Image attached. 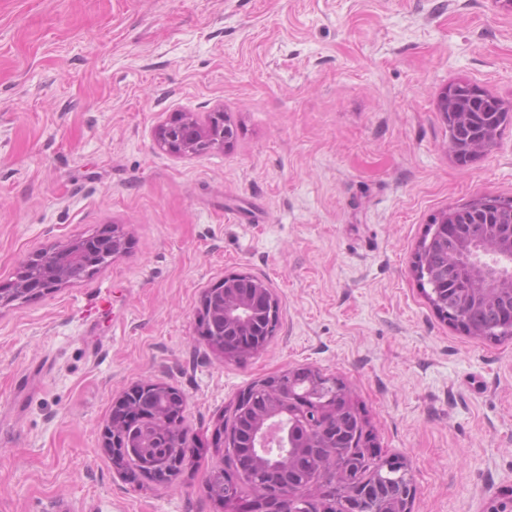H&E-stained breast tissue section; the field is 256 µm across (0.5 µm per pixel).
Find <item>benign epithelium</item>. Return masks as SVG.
I'll return each mask as SVG.
<instances>
[{
	"instance_id": "1",
	"label": "benign epithelium",
	"mask_w": 512,
	"mask_h": 512,
	"mask_svg": "<svg viewBox=\"0 0 512 512\" xmlns=\"http://www.w3.org/2000/svg\"><path fill=\"white\" fill-rule=\"evenodd\" d=\"M441 111L451 123L468 119L466 106L455 99L451 85L441 99ZM232 137L224 116L216 114L203 122L190 112H183L157 129V142L179 155H191L207 149L222 148ZM435 231L441 241L459 236V244L450 254V269L442 271V285H448V271L466 273L469 287L459 291L468 305L511 302L507 319L512 322V224H501L492 234H464L461 225L448 220V212L437 217ZM125 238L117 231L93 233L62 245L42 248L23 260L9 287L0 288V306L16 300L49 294L74 281L67 267L72 261L85 266L86 275L95 273L125 249ZM207 318L199 323L200 335L221 355L246 356L261 351L274 331L278 299L269 285L247 273H233L208 289L202 302ZM167 388L157 382H143L127 390L112 409V421L103 433L101 447L119 464L132 455V432L148 433L143 415L134 399L140 391ZM325 396L314 406H305L313 417L304 420L305 430H293L295 417L291 403ZM185 398L169 400L154 413L158 434L164 436L170 454L164 461L138 462L125 468V476L133 482L147 480L153 484L171 483L194 454L184 442L182 413ZM252 411L248 431L249 456L237 464L235 472L255 478L256 491L246 505L247 512H287L288 503H299L306 497L335 495L343 504V512H366L364 502L378 476L363 481L354 477V463L341 462L326 434L357 416L349 403L344 385L323 376L312 368L290 369L256 382L238 398L234 415ZM380 470L399 471L405 476L399 494L379 502L375 512H412L416 493L412 467L404 457L379 459Z\"/></svg>"
}]
</instances>
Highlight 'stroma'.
I'll list each match as a JSON object with an SVG mask.
<instances>
[{"instance_id": "35a3bbf8", "label": "stroma", "mask_w": 512, "mask_h": 512, "mask_svg": "<svg viewBox=\"0 0 512 512\" xmlns=\"http://www.w3.org/2000/svg\"><path fill=\"white\" fill-rule=\"evenodd\" d=\"M476 84L512 110L506 0H0V284L22 260L118 228L126 252L0 307V512H224L209 442L255 382L340 379L377 456L410 460L413 512L512 495V339L448 323L414 272L433 218L512 198V123L459 161L440 98ZM223 111L218 150L157 128ZM279 298L259 353L198 332L225 275ZM186 397L196 452L131 484L101 446L114 402Z\"/></svg>"}]
</instances>
